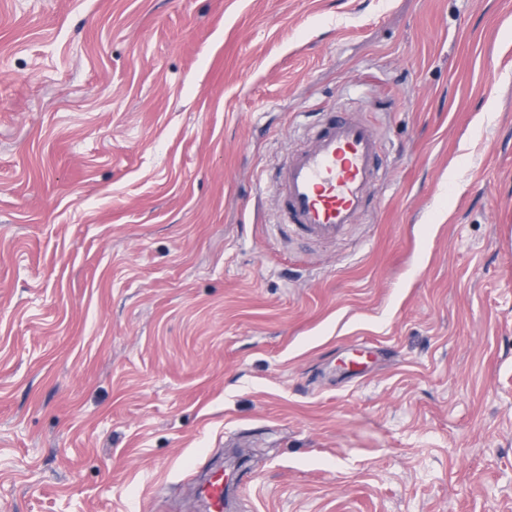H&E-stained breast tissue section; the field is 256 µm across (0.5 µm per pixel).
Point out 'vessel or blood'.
Wrapping results in <instances>:
<instances>
[{"mask_svg": "<svg viewBox=\"0 0 512 512\" xmlns=\"http://www.w3.org/2000/svg\"><path fill=\"white\" fill-rule=\"evenodd\" d=\"M382 140L377 129L337 112L310 130V143L290 154L271 190L280 220L275 236L309 241L342 237L363 214L379 178ZM235 480L224 467L195 486L200 512H227Z\"/></svg>", "mask_w": 512, "mask_h": 512, "instance_id": "1", "label": "vessel or blood"}]
</instances>
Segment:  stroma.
Wrapping results in <instances>:
<instances>
[{"label":"stroma","mask_w":512,"mask_h":512,"mask_svg":"<svg viewBox=\"0 0 512 512\" xmlns=\"http://www.w3.org/2000/svg\"><path fill=\"white\" fill-rule=\"evenodd\" d=\"M383 136L333 242L267 181ZM512 512V0H0V512ZM236 479L229 477L224 466L208 470L207 476L195 485V495L201 512H225Z\"/></svg>","instance_id":"stroma-1"}]
</instances>
